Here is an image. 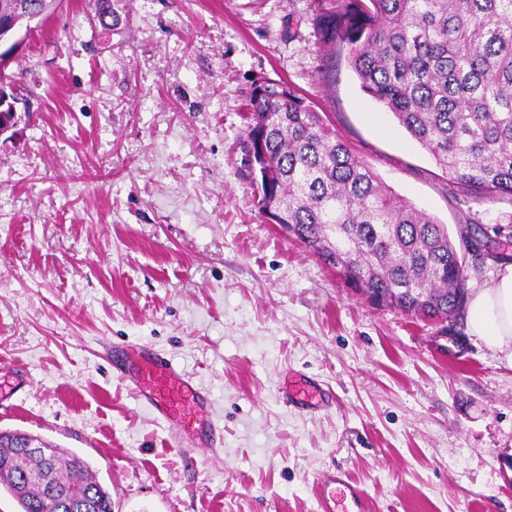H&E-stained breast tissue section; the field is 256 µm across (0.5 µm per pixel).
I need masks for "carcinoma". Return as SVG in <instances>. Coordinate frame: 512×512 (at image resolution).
Listing matches in <instances>:
<instances>
[{
    "mask_svg": "<svg viewBox=\"0 0 512 512\" xmlns=\"http://www.w3.org/2000/svg\"><path fill=\"white\" fill-rule=\"evenodd\" d=\"M320 46L346 50L361 89L480 200L512 205V0H313ZM246 149L262 157L260 208L346 281L407 315L460 316L467 268L440 224L396 194L285 82L252 88ZM0 431V487L20 512H68L47 497L112 496L75 453Z\"/></svg>",
    "mask_w": 512,
    "mask_h": 512,
    "instance_id": "obj_1",
    "label": "carcinoma"
}]
</instances>
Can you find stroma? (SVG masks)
Instances as JSON below:
<instances>
[{"label":"stroma","mask_w":512,"mask_h":512,"mask_svg":"<svg viewBox=\"0 0 512 512\" xmlns=\"http://www.w3.org/2000/svg\"><path fill=\"white\" fill-rule=\"evenodd\" d=\"M108 24H101V17ZM312 0H60L7 73L0 136V430L88 460L112 512H321L340 467L369 512H512V366L456 321L372 304L269 224L246 162L254 81H285L494 280L512 206L457 189L313 31ZM165 352L224 429L197 447L113 368ZM294 372L333 409L284 406Z\"/></svg>","instance_id":"1"}]
</instances>
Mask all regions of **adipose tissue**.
Returning a JSON list of instances; mask_svg holds the SVG:
<instances>
[{
    "label": "adipose tissue",
    "mask_w": 512,
    "mask_h": 512,
    "mask_svg": "<svg viewBox=\"0 0 512 512\" xmlns=\"http://www.w3.org/2000/svg\"><path fill=\"white\" fill-rule=\"evenodd\" d=\"M469 329L502 362L512 366V264L472 294Z\"/></svg>",
    "instance_id": "adipose-tissue-1"
}]
</instances>
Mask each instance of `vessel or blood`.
<instances>
[{
    "label": "vessel or blood",
    "mask_w": 512,
    "mask_h": 512,
    "mask_svg": "<svg viewBox=\"0 0 512 512\" xmlns=\"http://www.w3.org/2000/svg\"><path fill=\"white\" fill-rule=\"evenodd\" d=\"M141 366L137 372L119 370L118 376L144 401L157 418L170 421L189 415L207 438H215L220 430L209 416L211 406L207 394L165 353L152 347L138 350ZM283 401L312 413L330 408L335 403L332 392L311 378L296 374L285 376L281 386ZM321 490H333L332 503L325 512H363L364 492L352 483L342 469L323 474Z\"/></svg>",
    "instance_id": "1"
}]
</instances>
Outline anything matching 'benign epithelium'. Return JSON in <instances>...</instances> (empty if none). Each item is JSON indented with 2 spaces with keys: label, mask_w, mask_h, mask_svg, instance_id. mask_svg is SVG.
Segmentation results:
<instances>
[{
  "label": "benign epithelium",
  "mask_w": 512,
  "mask_h": 512,
  "mask_svg": "<svg viewBox=\"0 0 512 512\" xmlns=\"http://www.w3.org/2000/svg\"><path fill=\"white\" fill-rule=\"evenodd\" d=\"M50 7L49 0L44 2L41 11L22 2L17 6L18 15L0 13V136L17 127L18 116V93L13 84L7 82L5 71L23 49L21 31L30 29L32 22L41 21Z\"/></svg>",
  "instance_id": "7a95c632"
}]
</instances>
